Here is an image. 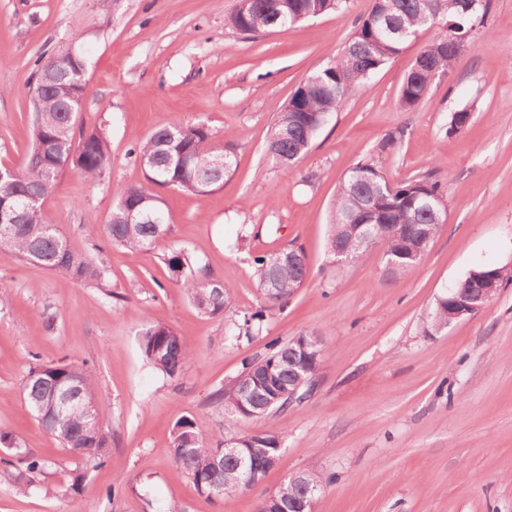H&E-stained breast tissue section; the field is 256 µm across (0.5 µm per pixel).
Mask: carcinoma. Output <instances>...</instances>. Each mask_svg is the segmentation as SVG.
Masks as SVG:
<instances>
[{
  "label": "carcinoma",
  "instance_id": "obj_1",
  "mask_svg": "<svg viewBox=\"0 0 512 512\" xmlns=\"http://www.w3.org/2000/svg\"><path fill=\"white\" fill-rule=\"evenodd\" d=\"M348 0H237L225 19V25L244 35H255L282 26H294L347 8ZM488 6L478 0L468 9L466 0H373L368 13L361 16L355 32L337 60L314 71L297 88L277 116L266 142L267 156L283 170L292 168L304 155L329 115L348 97L359 92L368 79L399 55L420 34L442 28L436 39L414 59L399 89V105L410 110L425 97L434 78L447 74L460 54L456 43L483 23ZM73 61L66 51L43 54L36 59V80L56 74L54 84L39 103L34 124L33 147L23 166L12 178L0 180V204L20 208L19 223L0 232V247L10 248L24 259L34 260L46 269L72 280L102 284L106 268L75 252L67 243L44 201L28 202L22 194L35 185L47 195L56 186L66 168L96 182L111 166L110 144L98 131L77 126L79 103L75 97L86 92V81L72 71ZM144 170V182L119 190L110 220L104 225L112 246L130 251H151L169 234L170 217L162 192L174 188L189 194H206L224 184L235 164L229 147L219 148L203 124H173L161 127L139 141L133 149ZM136 209L150 216L141 224L128 223V211ZM447 193L440 181L430 175L400 183L390 182L372 163H359L345 175L333 204L329 251H346L349 262L356 263L367 250L379 246L394 267L390 274L417 269L434 238L447 223ZM373 225V239L360 244L352 225ZM253 275L263 294V304L244 323L229 331L232 336L262 329L267 312L282 307L309 277L307 257L299 247H288L253 260ZM478 276L498 284L512 281V271L484 265L471 271L449 293L439 297L428 316L426 331L448 327L455 312L454 303L468 299L469 288ZM188 299L202 313L224 314L230 286L221 281H201L186 277L181 282ZM292 341L272 339L268 353L260 360H246L239 375L218 390L215 397L224 408L241 420L261 418L288 407V398H275L264 389H255L248 404L252 414L241 413V386L254 381L259 373L272 367L283 385H300L299 396L312 389L313 378L328 347L317 338L312 360L289 356ZM141 349L145 358L169 377L181 374L190 362L191 349L169 326L151 324L142 333ZM71 385L81 396L97 402L93 416L78 410L59 412L50 408L53 395ZM21 391L26 407L59 446L87 465L101 464L109 440L102 427L104 403L99 401L92 369L73 363H38L29 367ZM282 433L246 434L242 444L265 449L262 468L271 470L285 449ZM221 438H206L195 422L180 418L175 426L172 455L191 479L197 492L209 496V488L218 484L226 492L251 488L243 470L232 458L221 467L214 464ZM25 470L7 476L19 491L33 487L48 465L43 458L23 452ZM331 479L316 472H301L288 479L276 495L288 512H311L316 499L307 488L321 493Z\"/></svg>",
  "mask_w": 512,
  "mask_h": 512
}]
</instances>
